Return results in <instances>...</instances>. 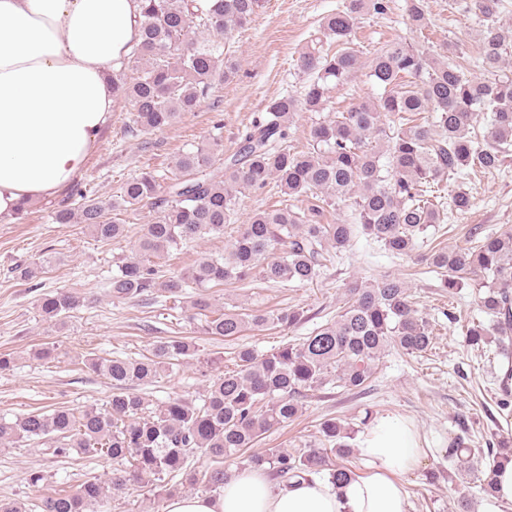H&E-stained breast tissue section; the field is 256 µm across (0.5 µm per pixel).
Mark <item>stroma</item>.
<instances>
[{
	"instance_id": "1",
	"label": "stroma",
	"mask_w": 512,
	"mask_h": 512,
	"mask_svg": "<svg viewBox=\"0 0 512 512\" xmlns=\"http://www.w3.org/2000/svg\"><path fill=\"white\" fill-rule=\"evenodd\" d=\"M342 0H267L265 7L245 29L233 32L224 53L235 64L234 76L215 92V103L181 116L171 126L146 136L125 131L126 107L117 101L101 143L78 175L92 197L116 199L123 182L144 169L167 173L173 159L205 145L215 123H223L224 151L237 148L238 133L261 112L267 101L283 93L301 95L308 78L295 61L310 46L321 19ZM406 0H388L385 15L366 14L355 28L353 44L360 69L352 82L337 88L328 111L345 110L350 103L373 97L380 89L369 77L377 49L396 41L429 43L437 51L462 49L478 55L477 15L465 5L449 10L448 0H426L428 26L424 33L411 30ZM474 206L464 215L447 221L440 236L448 247H465L468 231L482 225L489 232L512 226V160L501 170L479 173L465 184ZM68 193L34 202L15 218L0 222V352L12 353V370L0 373V417L58 406L103 407L111 393L106 379L93 372L89 361L104 357H140L152 344L172 336H187L199 354L140 391L154 402L202 393L212 378L204 363L208 355L232 359L237 346L252 347L263 354L287 342L308 336L313 329L335 318L344 303L345 291L385 275L407 278L417 306L435 325L434 343L422 356L388 352L381 358L372 390L362 396L335 394L312 399L292 424L267 435L266 448L293 447L320 437L323 419L333 417L352 434L367 428L365 414L402 417L418 431L429 453L424 463L405 479L409 512H453L458 497L468 496L474 512H512V504L484 495L475 475L449 479L447 450L467 420L470 444L488 448L494 437L512 439V413L499 411L494 381L493 347L477 351L466 343L464 320H485L476 304L474 288L448 295L436 273L406 257L396 258L362 233H355L341 264L324 271L312 283L300 287L266 284H234L211 288L213 309L234 307L266 309L293 307L304 310L307 321L289 329L248 327L233 341L203 334L201 319L170 309L165 302L113 299L109 281L120 258L128 255L153 216L150 208L125 214V236L99 241L83 224H57L52 211L69 204ZM228 237L193 239L182 244L163 262L165 271L186 273L202 254L224 252ZM43 269L36 278L21 279L19 271L34 262ZM72 289L85 303L62 325L42 319L37 301L42 293ZM461 321L449 320V313ZM52 348L49 359H36L43 348ZM43 471L41 487H29V471ZM110 463L74 454L55 458L40 445L24 442L0 447V499L27 503L59 489H74L86 478L104 480Z\"/></svg>"
}]
</instances>
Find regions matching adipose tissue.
<instances>
[{"label": "adipose tissue", "instance_id": "obj_1", "mask_svg": "<svg viewBox=\"0 0 512 512\" xmlns=\"http://www.w3.org/2000/svg\"><path fill=\"white\" fill-rule=\"evenodd\" d=\"M139 12L140 0H0V221L56 197L98 148ZM357 451L363 472L338 487L317 477L282 491L243 468L219 496H175L165 512H408L405 478L427 455L414 427L379 417Z\"/></svg>", "mask_w": 512, "mask_h": 512}]
</instances>
